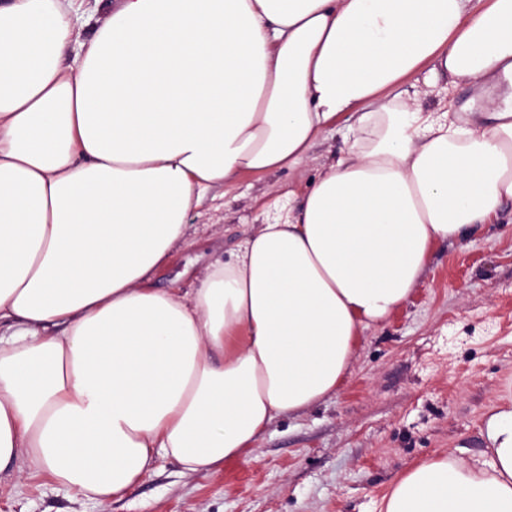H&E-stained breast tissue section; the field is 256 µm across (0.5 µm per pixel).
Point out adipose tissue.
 Returning a JSON list of instances; mask_svg holds the SVG:
<instances>
[{
    "mask_svg": "<svg viewBox=\"0 0 512 512\" xmlns=\"http://www.w3.org/2000/svg\"><path fill=\"white\" fill-rule=\"evenodd\" d=\"M73 65H65L66 55ZM502 76L465 121L403 86ZM351 147L198 288L157 268L217 187ZM512 200V0H120L80 41L62 0L0 5V471L100 502L152 469L249 457L334 394L433 246ZM487 448L418 462L380 512H512V403Z\"/></svg>",
    "mask_w": 512,
    "mask_h": 512,
    "instance_id": "obj_1",
    "label": "adipose tissue"
}]
</instances>
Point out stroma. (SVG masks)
I'll list each match as a JSON object with an SVG mask.
<instances>
[{"label":"stroma","mask_w":512,"mask_h":512,"mask_svg":"<svg viewBox=\"0 0 512 512\" xmlns=\"http://www.w3.org/2000/svg\"><path fill=\"white\" fill-rule=\"evenodd\" d=\"M427 112L470 111L479 86L428 84ZM351 144L345 122L321 137L301 168L244 174L190 215L183 241L154 274L158 290L196 287L215 260H230L254 225L298 207L308 187ZM512 401V202L498 218L433 248L408 301L361 334L336 394L273 420L251 459L182 475L170 458L123 498L99 503L39 474H0V512H379L391 484L417 460L487 447L485 420Z\"/></svg>","instance_id":"1"}]
</instances>
